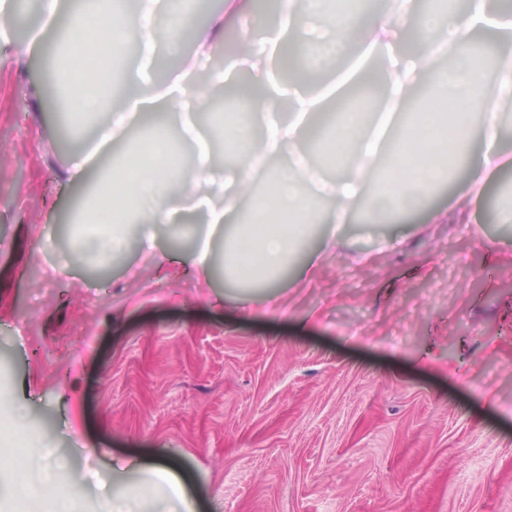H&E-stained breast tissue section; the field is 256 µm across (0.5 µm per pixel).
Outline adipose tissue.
Here are the masks:
<instances>
[{"instance_id": "adipose-tissue-1", "label": "adipose tissue", "mask_w": 512, "mask_h": 512, "mask_svg": "<svg viewBox=\"0 0 512 512\" xmlns=\"http://www.w3.org/2000/svg\"><path fill=\"white\" fill-rule=\"evenodd\" d=\"M84 0L56 28L64 65L66 102L94 120L98 142L122 139L111 155L83 224L138 222L153 241L160 224L192 220L223 236L225 261L237 276L284 274L313 224H343L370 211L393 222L429 210L431 189L447 184L455 167L468 176L449 214L466 215L484 186L512 166L502 142L512 135L500 107L512 102V15L490 0H467L463 11L420 13L414 0H390L371 20L351 5L324 20L325 0H280L270 31L250 41L241 71L257 84L250 107L224 116V156L217 170L211 136L183 119L194 81L208 75L232 85L213 49L224 40V19L249 17L250 0H224L222 14L200 18L195 0ZM421 28L420 53L404 52L408 31ZM195 29L196 48L185 73L163 86L131 81L127 46L137 42L143 62L161 44L177 46ZM98 50L97 79L83 72ZM451 68H440L443 52ZM311 66L332 61L331 82L317 89H283L269 77L274 55ZM495 80L486 84L487 67ZM375 88L384 105L374 112H343L355 91ZM268 173L265 200L247 195L255 171Z\"/></svg>"}]
</instances>
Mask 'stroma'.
<instances>
[{
  "instance_id": "35a3bbf8",
  "label": "stroma",
  "mask_w": 512,
  "mask_h": 512,
  "mask_svg": "<svg viewBox=\"0 0 512 512\" xmlns=\"http://www.w3.org/2000/svg\"><path fill=\"white\" fill-rule=\"evenodd\" d=\"M40 0H14L0 41V414L17 462L0 512H30L32 450L53 442L84 482L50 512H97L115 493L168 512L144 463L166 456L199 512H512V222L491 179L466 224H437L456 187L394 224L318 225L287 276L243 288L207 234L136 225L112 275L87 277L62 235L87 180L57 153ZM325 262L316 275L308 253ZM89 346H80L81 338Z\"/></svg>"
}]
</instances>
